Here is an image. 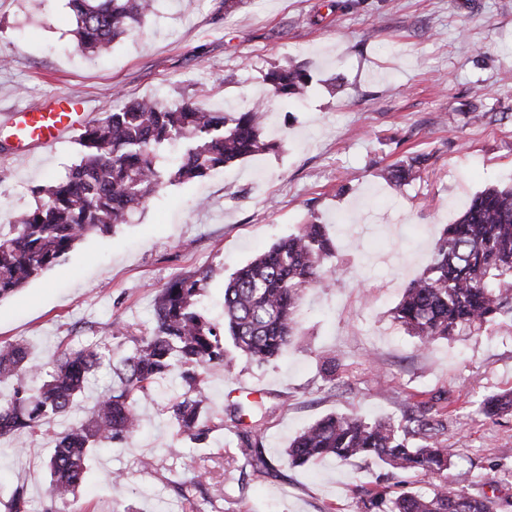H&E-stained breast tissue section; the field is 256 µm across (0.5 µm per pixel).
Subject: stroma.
<instances>
[{
    "mask_svg": "<svg viewBox=\"0 0 512 512\" xmlns=\"http://www.w3.org/2000/svg\"><path fill=\"white\" fill-rule=\"evenodd\" d=\"M68 0H0V120L57 93L87 102V119L157 95L243 112L266 97V72L306 64L303 103L277 102L265 136L272 150L209 176L167 183L129 222L86 234L56 264L0 298V341L28 345L43 370L61 346L90 340L115 348V324L155 323L157 292L206 269L205 314L224 320V284L276 239L316 220L332 237L338 281L307 290L299 337L276 363L236 358L205 377L210 433L190 442L162 410L183 391L179 377L141 402L140 432L100 451L65 512H359L361 491L386 466L325 461L294 467L289 441L329 413L399 417L407 404L438 399L448 409L442 436L460 470L494 479L512 495V416L475 409L512 389V330L421 351L392 323L404 286L428 265L445 225L471 196L512 177V0H158L155 12L110 55L76 46ZM428 156L421 180L394 187L383 169ZM76 136L16 155L0 136V225L35 208V187L59 180L78 161ZM336 360L342 390L324 389L321 364ZM112 384L91 375L78 409L0 439V512L23 488L28 512H45L43 460L56 433L83 419ZM265 404L262 444L279 472L241 471L227 408ZM156 461L143 469L142 458ZM202 484L181 488L189 471ZM127 475L111 482L113 471Z\"/></svg>",
    "mask_w": 512,
    "mask_h": 512,
    "instance_id": "1",
    "label": "stroma"
}]
</instances>
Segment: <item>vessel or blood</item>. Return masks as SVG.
I'll use <instances>...</instances> for the list:
<instances>
[{"instance_id": "vessel-or-blood-1", "label": "vessel or blood", "mask_w": 512, "mask_h": 512, "mask_svg": "<svg viewBox=\"0 0 512 512\" xmlns=\"http://www.w3.org/2000/svg\"><path fill=\"white\" fill-rule=\"evenodd\" d=\"M85 112L80 97L62 93L54 96L51 105L24 113L14 125V135L24 147L48 148L80 128Z\"/></svg>"}]
</instances>
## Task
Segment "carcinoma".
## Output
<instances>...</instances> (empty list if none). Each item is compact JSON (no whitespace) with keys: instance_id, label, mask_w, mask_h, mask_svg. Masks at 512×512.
I'll list each match as a JSON object with an SVG mask.
<instances>
[{"instance_id":"cac0c4a2","label":"carcinoma","mask_w":512,"mask_h":512,"mask_svg":"<svg viewBox=\"0 0 512 512\" xmlns=\"http://www.w3.org/2000/svg\"><path fill=\"white\" fill-rule=\"evenodd\" d=\"M156 0H69L76 17L77 47L107 53L155 10ZM269 98L246 112H214L192 101L169 103L157 96L133 99L119 112L89 121L79 136L82 154L66 178L35 189L45 196L7 234L0 232V298L56 263L91 230L109 231L130 220L164 180L201 178L213 169L271 149L263 139L270 102L306 93L311 75L301 66L265 74ZM182 152L167 173L158 150ZM424 159L387 171L397 187L420 177ZM335 257L324 225L310 221L238 268L224 286V322L209 321L200 309L207 274L176 278L155 299V325L134 334L117 326L115 336L131 343L120 358L91 344L60 350L35 388L27 385L36 366L20 342H0V383L13 393L0 397V438L33 431L78 406L90 375L112 369V386L88 417L61 432L46 461L49 477L45 512L68 500L84 483L97 446L132 438L140 426L138 402L150 398L160 380L179 368L188 389L166 406L179 431L192 442L206 438L205 394L200 376L231 361L222 338L247 360L262 365L282 356L298 336V307L310 288L332 287L326 263ZM393 321L427 348L440 339L475 336L512 322V182L475 195L435 244L430 263L407 283L391 311ZM478 412L489 419L512 414V391L489 395ZM238 461L256 476L270 475L277 462L262 448L260 425L243 426L244 409L233 407ZM444 410L428 401L408 406L402 419L366 420L328 414L288 444V464L324 459L349 464L378 460L393 470L428 479L422 492L404 483L370 490L359 512H512V496L470 491L467 472L449 474L451 456L442 444Z\"/></svg>"}]
</instances>
